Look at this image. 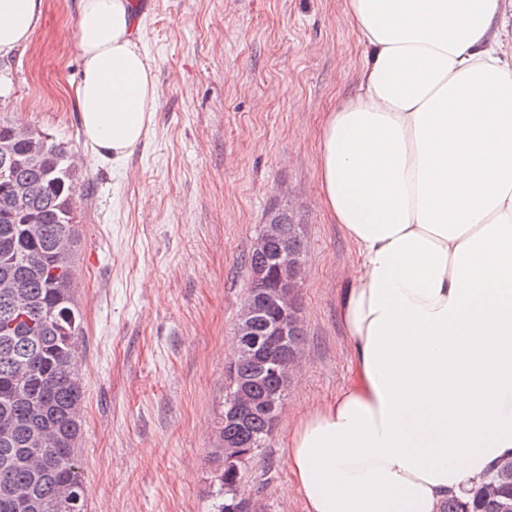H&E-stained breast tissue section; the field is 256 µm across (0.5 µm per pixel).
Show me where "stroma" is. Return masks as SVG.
<instances>
[{"instance_id":"1","label":"stroma","mask_w":512,"mask_h":512,"mask_svg":"<svg viewBox=\"0 0 512 512\" xmlns=\"http://www.w3.org/2000/svg\"><path fill=\"white\" fill-rule=\"evenodd\" d=\"M160 98L121 166L86 145L75 107L76 0H44L24 51L0 58V120L71 147L77 453L87 512H212L225 366L272 213L302 224L300 363L266 448L241 469L260 512H306L287 465L289 411L335 397L353 363L337 295L356 252L319 195L328 112L353 94L361 49L344 0H135Z\"/></svg>"}]
</instances>
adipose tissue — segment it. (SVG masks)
<instances>
[{"instance_id": "adipose-tissue-1", "label": "adipose tissue", "mask_w": 512, "mask_h": 512, "mask_svg": "<svg viewBox=\"0 0 512 512\" xmlns=\"http://www.w3.org/2000/svg\"><path fill=\"white\" fill-rule=\"evenodd\" d=\"M357 88L325 118L321 203L357 253L339 315L354 365L299 410L306 512H440L512 452V0H344ZM134 0H78L86 144L122 164L158 101ZM43 0H0V57Z\"/></svg>"}]
</instances>
